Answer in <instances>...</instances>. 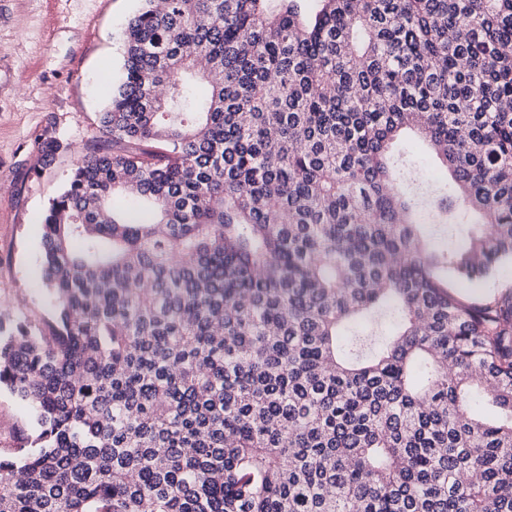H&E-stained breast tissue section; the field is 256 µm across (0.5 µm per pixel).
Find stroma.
I'll return each instance as SVG.
<instances>
[{
    "instance_id": "35a3bbf8",
    "label": "stroma",
    "mask_w": 512,
    "mask_h": 512,
    "mask_svg": "<svg viewBox=\"0 0 512 512\" xmlns=\"http://www.w3.org/2000/svg\"><path fill=\"white\" fill-rule=\"evenodd\" d=\"M140 0H0V328L44 331L41 221L79 156L107 148L98 122L121 76L122 31ZM49 136L62 147L40 163ZM32 427L0 389V455Z\"/></svg>"
}]
</instances>
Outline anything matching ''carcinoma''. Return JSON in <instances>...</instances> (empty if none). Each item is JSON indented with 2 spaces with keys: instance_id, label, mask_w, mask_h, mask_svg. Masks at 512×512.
Here are the masks:
<instances>
[{
  "instance_id": "carcinoma-1",
  "label": "carcinoma",
  "mask_w": 512,
  "mask_h": 512,
  "mask_svg": "<svg viewBox=\"0 0 512 512\" xmlns=\"http://www.w3.org/2000/svg\"><path fill=\"white\" fill-rule=\"evenodd\" d=\"M140 2L42 219L56 320L0 336V512H512V289L442 277L512 262V0ZM401 149L423 182L440 183L442 185L449 182L448 173L444 167L437 162L412 134H408L403 138ZM392 326V317L390 315L375 320H370L367 323L352 328L353 332H360L364 336H369V339L373 343L379 341L382 337L388 336ZM32 427L29 411L6 388L0 389V455L7 456Z\"/></svg>"
}]
</instances>
